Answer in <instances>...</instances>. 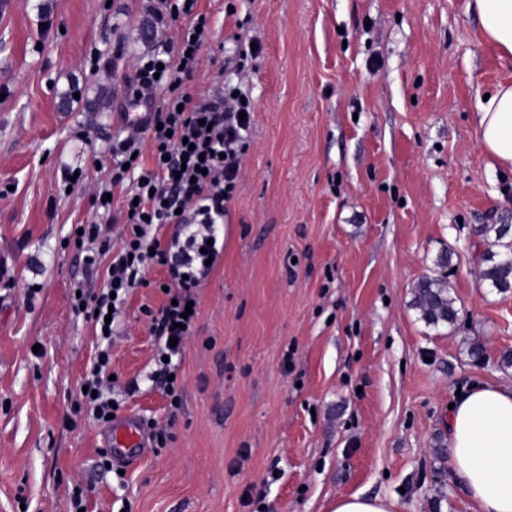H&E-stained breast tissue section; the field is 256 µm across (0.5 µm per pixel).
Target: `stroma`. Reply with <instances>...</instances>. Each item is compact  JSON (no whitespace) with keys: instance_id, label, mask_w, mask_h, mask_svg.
Masks as SVG:
<instances>
[{"instance_id":"stroma-1","label":"stroma","mask_w":512,"mask_h":512,"mask_svg":"<svg viewBox=\"0 0 512 512\" xmlns=\"http://www.w3.org/2000/svg\"><path fill=\"white\" fill-rule=\"evenodd\" d=\"M154 8L0 0V512H73L77 494L86 512H329L354 493L472 512L440 451L457 391L512 382V290L482 279L477 248L480 225L512 224V170L478 126L512 57L469 0H198L213 39L188 87L243 63L252 137L173 438L124 479L100 468L103 425L70 413L100 345L70 304L72 231L112 221L91 186L129 129L125 86L180 29ZM165 276L130 296L111 366L123 413L160 422L145 310ZM426 276L447 279L454 325L421 320Z\"/></svg>"}]
</instances>
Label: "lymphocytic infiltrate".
Here are the masks:
<instances>
[{
  "label": "lymphocytic infiltrate",
  "instance_id": "f902f5d3",
  "mask_svg": "<svg viewBox=\"0 0 512 512\" xmlns=\"http://www.w3.org/2000/svg\"><path fill=\"white\" fill-rule=\"evenodd\" d=\"M160 2L161 13L183 26L175 43L156 46L142 57L136 81L126 86L129 107L146 113L144 137L113 143L108 183L95 195L97 207L111 211V186L127 183L120 207L124 221L116 232L84 224L77 242L99 250L86 256L71 299L96 336H113L115 324L105 321L109 311H121L133 289L147 285L150 269L165 268L166 291L151 314V332L157 342L153 379L167 401L168 419L143 422L156 448L171 440L169 427L182 408L178 374L197 320L185 307L196 301L198 288L213 271L212 260L224 249V216L237 190L256 110L228 77L217 76L202 93L185 89L211 44L209 20L196 12L197 0ZM145 150L150 153L146 160L141 157ZM163 224L182 225V239L161 240L156 230ZM111 361V348L99 349L83 381L88 391L81 403L100 424L117 413L107 395Z\"/></svg>",
  "mask_w": 512,
  "mask_h": 512
}]
</instances>
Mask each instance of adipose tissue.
Segmentation results:
<instances>
[{
    "instance_id": "1",
    "label": "adipose tissue",
    "mask_w": 512,
    "mask_h": 512,
    "mask_svg": "<svg viewBox=\"0 0 512 512\" xmlns=\"http://www.w3.org/2000/svg\"><path fill=\"white\" fill-rule=\"evenodd\" d=\"M473 8L485 41L512 56V0H474ZM478 109L484 150L512 168V83ZM446 428L451 471L475 512H512V384H472L455 398Z\"/></svg>"
}]
</instances>
